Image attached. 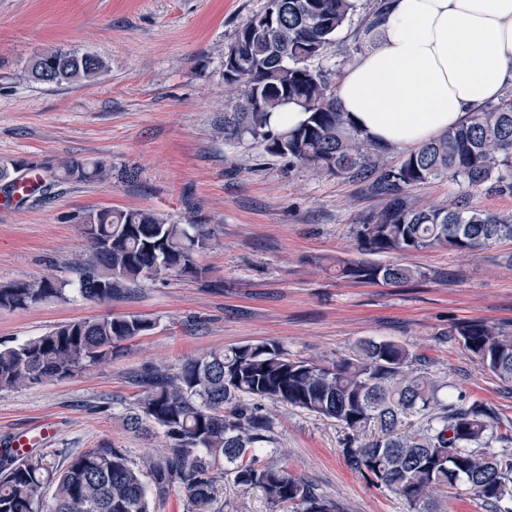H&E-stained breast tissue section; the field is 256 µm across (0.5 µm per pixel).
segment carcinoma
<instances>
[{
  "mask_svg": "<svg viewBox=\"0 0 512 512\" xmlns=\"http://www.w3.org/2000/svg\"><path fill=\"white\" fill-rule=\"evenodd\" d=\"M356 0H267L238 30L227 55L224 81L240 90L224 132L249 136L273 156L288 157L329 174L367 183L381 207L353 226L369 253L426 251L440 246L469 253L512 239V214L473 204L461 194L442 206L418 205L411 192L446 177L471 191L512 196V94L472 113L459 127L388 161L390 148L354 127L342 112L329 73L308 62L336 38ZM387 9L377 0L357 31L371 32ZM105 68L96 55L58 47L33 55L28 81L56 85L94 80ZM292 101L307 114L299 126L275 129L272 112ZM107 164L67 158L45 168L39 188L59 181H104ZM90 253L79 264V295L108 304L144 279L201 273L198 257L219 245L201 224H172L141 208L102 209L87 216ZM338 275L364 283H402L420 273L401 263H336ZM65 298L53 276L0 283V310H26ZM139 316L103 315L57 325L17 346L0 348V390L58 381L112 358L122 342L153 330ZM453 335L485 370L512 383V335L485 321L458 323ZM425 359L397 341H360L333 363L301 360L275 341L248 342L186 361L178 372L155 366L125 416L126 427L160 430L166 451L136 461L120 448L70 454L46 471L29 458L0 462V512H156L171 491L184 494L185 512H210L215 465L244 489L261 488L291 512H337L284 461L264 459L271 421L268 401L335 421L347 430L342 454L370 486L392 490L407 512H445V499L466 493L487 512H512V424L466 396L441 394ZM418 427L404 428L407 416ZM377 436L364 442L368 428ZM500 447L495 448L493 444Z\"/></svg>",
  "mask_w": 512,
  "mask_h": 512,
  "instance_id": "carcinoma-1",
  "label": "carcinoma"
}]
</instances>
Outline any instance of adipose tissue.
Returning a JSON list of instances; mask_svg holds the SVG:
<instances>
[{"instance_id": "1", "label": "adipose tissue", "mask_w": 512, "mask_h": 512, "mask_svg": "<svg viewBox=\"0 0 512 512\" xmlns=\"http://www.w3.org/2000/svg\"><path fill=\"white\" fill-rule=\"evenodd\" d=\"M512 86V0H389L336 97L375 142L416 147Z\"/></svg>"}]
</instances>
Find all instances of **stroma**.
<instances>
[{
  "instance_id": "1",
  "label": "stroma",
  "mask_w": 512,
  "mask_h": 512,
  "mask_svg": "<svg viewBox=\"0 0 512 512\" xmlns=\"http://www.w3.org/2000/svg\"><path fill=\"white\" fill-rule=\"evenodd\" d=\"M375 0L358 7L315 68L339 78L357 53L354 34ZM266 0H0V166L33 168L75 157L102 160L105 181L65 182L50 196L0 211V283L46 275L66 298L0 310V347L56 325L105 314L140 315L155 327L125 342L105 364L72 377L0 390V449L40 424L55 433L34 459L59 466L67 454L121 448L132 459L164 449L161 432L129 431L124 417L138 376L163 364L246 342L275 340L300 359L334 362L363 339L403 343L427 356L428 372L512 419V383L484 370L452 337L479 319L512 334V241L460 254L445 247L373 262L420 271L408 283L363 284L336 274L362 254L350 232L380 201L363 184L265 153L250 137L224 135L236 94L224 55L238 28ZM75 48L106 67L89 83H28L34 54ZM103 208H149L174 224H202L220 242L201 254V277L147 279L108 304L80 297L74 263L87 253L84 220ZM271 445L290 470L340 512H406L386 488L369 486L342 455L336 422L270 402ZM213 512H276L258 488L217 476Z\"/></svg>"
}]
</instances>
